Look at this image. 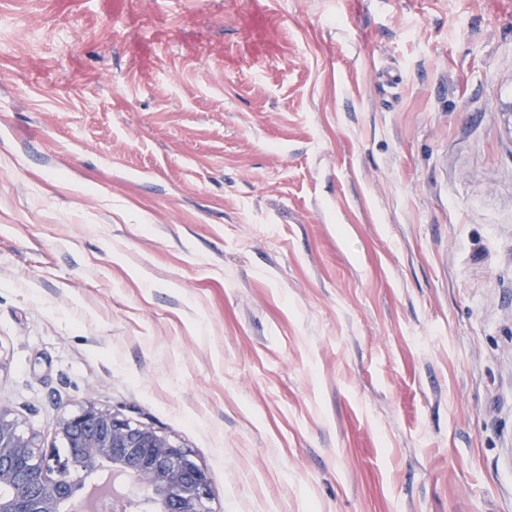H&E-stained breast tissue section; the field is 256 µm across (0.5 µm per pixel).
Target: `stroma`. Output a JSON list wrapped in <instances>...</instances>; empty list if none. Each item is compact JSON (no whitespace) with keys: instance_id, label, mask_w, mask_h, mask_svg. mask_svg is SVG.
Instances as JSON below:
<instances>
[{"instance_id":"35a3bbf8","label":"stroma","mask_w":512,"mask_h":512,"mask_svg":"<svg viewBox=\"0 0 512 512\" xmlns=\"http://www.w3.org/2000/svg\"><path fill=\"white\" fill-rule=\"evenodd\" d=\"M90 399L213 512H512V0H0V410Z\"/></svg>"}]
</instances>
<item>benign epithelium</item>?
Masks as SVG:
<instances>
[{
    "label": "benign epithelium",
    "instance_id": "7a95c632",
    "mask_svg": "<svg viewBox=\"0 0 512 512\" xmlns=\"http://www.w3.org/2000/svg\"><path fill=\"white\" fill-rule=\"evenodd\" d=\"M55 433L63 456L0 412V512H71L88 479L103 472L140 489L150 512H212L207 470L154 428L89 401L60 418Z\"/></svg>",
    "mask_w": 512,
    "mask_h": 512
}]
</instances>
